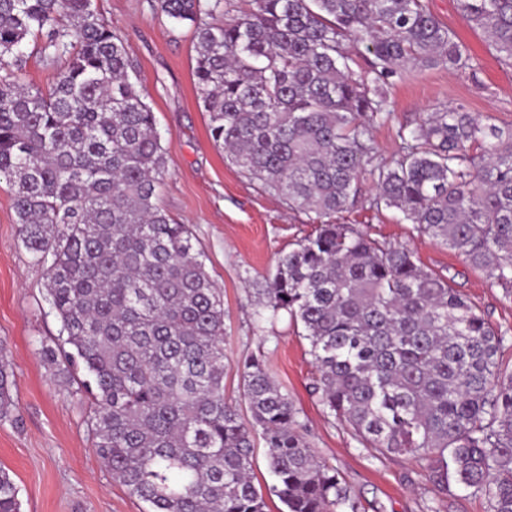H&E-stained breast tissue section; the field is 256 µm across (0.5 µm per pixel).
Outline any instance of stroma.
<instances>
[{
  "instance_id": "stroma-1",
  "label": "stroma",
  "mask_w": 512,
  "mask_h": 512,
  "mask_svg": "<svg viewBox=\"0 0 512 512\" xmlns=\"http://www.w3.org/2000/svg\"><path fill=\"white\" fill-rule=\"evenodd\" d=\"M432 14L470 49L473 70L443 66L409 71L391 90L394 118L374 127L378 156L390 158L400 125L418 122L440 105H461L512 124V65L498 59L480 31L464 19L457 0H427ZM95 10L120 35L152 108L166 160L160 205L190 225L206 270L224 298V397L245 408L239 363L264 352L276 382L301 411L306 440L320 460L345 480L358 512H426L440 498L441 512H491L489 503L453 488L439 495L429 473L407 456L378 457L359 448L347 427L327 416L310 386L316 370L309 345L290 325L259 320L257 288L288 251L314 230L309 214L289 209L276 193L247 178L225 159L208 134L209 118L194 87L195 40L189 26H178L156 0H93ZM42 37H29L23 78L49 91L64 59L42 52ZM375 193L364 181V202L335 214L378 240L412 250L425 269L453 278L491 324L507 332L504 366L512 372V288L462 262L452 251L418 235L397 211L374 210ZM46 276L23 247L17 232L12 191L0 180V344L14 372L13 396L21 421L0 422V469L19 488L21 512H145L95 455L87 431V402L76 384L44 363L41 344L59 333L58 319L45 302Z\"/></svg>"
}]
</instances>
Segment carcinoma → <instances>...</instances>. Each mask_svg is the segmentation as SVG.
<instances>
[{
  "mask_svg": "<svg viewBox=\"0 0 512 512\" xmlns=\"http://www.w3.org/2000/svg\"><path fill=\"white\" fill-rule=\"evenodd\" d=\"M252 2L235 16L226 0H157L194 29L215 146L317 222L259 289L265 320L302 328L312 393L358 445L512 512L506 333L409 249L331 222L369 179L371 207L512 286V124L439 106L400 125L394 158L380 161L372 129L393 118L394 84L419 67L473 69L466 46L424 0ZM458 6L512 61V0ZM34 34L66 57L47 93L21 77ZM130 68L92 0H0V179L61 324L44 360L82 374L95 454L148 512H267L257 437L285 512H357L264 354L242 360L250 421L224 398V300L189 227L158 204L164 153ZM12 377L0 346L1 422L18 421ZM0 512H20L1 468ZM253 473L256 485L265 487L273 483V478L267 468V448H265L263 441L259 438L256 439L254 450Z\"/></svg>",
  "mask_w": 512,
  "mask_h": 512,
  "instance_id": "cac0c4a2",
  "label": "carcinoma"
}]
</instances>
